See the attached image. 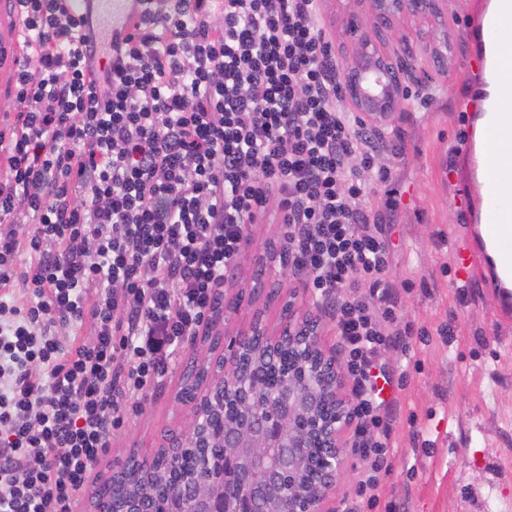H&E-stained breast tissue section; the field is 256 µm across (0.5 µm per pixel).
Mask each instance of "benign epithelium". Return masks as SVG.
Returning a JSON list of instances; mask_svg holds the SVG:
<instances>
[{"instance_id": "benign-epithelium-1", "label": "benign epithelium", "mask_w": 512, "mask_h": 512, "mask_svg": "<svg viewBox=\"0 0 512 512\" xmlns=\"http://www.w3.org/2000/svg\"><path fill=\"white\" fill-rule=\"evenodd\" d=\"M374 17L367 28L351 15L346 35L352 49L338 57L342 77L339 104L377 130L391 123L410 99L425 88L422 55L399 41L395 23L403 18H443L446 0H354ZM256 287L249 297L237 292L224 303L235 312L248 301L251 318L232 324L216 316L208 335L221 336L224 392L234 396L233 410L212 411L216 386L205 383L177 400L192 405L185 443L207 448L221 422L224 445V493L217 496L181 478L167 483V512H183L194 497L198 512H328L326 504L346 479L345 435L350 428L351 397L344 393L347 373L336 347L325 344L321 315L302 307L300 291L310 273L291 258L288 248L268 247L256 258ZM280 268L289 280L288 296L271 294L262 278ZM276 305V323L268 309ZM112 512H154L153 500L112 502Z\"/></svg>"}]
</instances>
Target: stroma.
Segmentation results:
<instances>
[{"label": "stroma", "mask_w": 512, "mask_h": 512, "mask_svg": "<svg viewBox=\"0 0 512 512\" xmlns=\"http://www.w3.org/2000/svg\"><path fill=\"white\" fill-rule=\"evenodd\" d=\"M487 0H448L446 19L403 26L414 49L447 45L448 66L431 73L383 138L387 182L370 206L393 225L392 264L385 276L395 290L403 325L412 334L382 353L402 379L393 392L389 470L372 512H512V310L490 280L488 262L473 246L481 199L464 150L460 114L484 98L485 58L471 33ZM466 294H458V283ZM454 330L450 342L438 327ZM431 333L421 344L420 331ZM416 349L407 367L404 347ZM198 353L184 342L162 384L141 407H128L111 452L95 465L74 512H91L102 474L129 453L144 455L166 429H181L190 406L176 394L183 371Z\"/></svg>", "instance_id": "35a3bbf8"}]
</instances>
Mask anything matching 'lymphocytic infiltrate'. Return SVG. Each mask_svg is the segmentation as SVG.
I'll use <instances>...</instances> for the list:
<instances>
[{
	"instance_id": "lymphocytic-infiltrate-1",
	"label": "lymphocytic infiltrate",
	"mask_w": 512,
	"mask_h": 512,
	"mask_svg": "<svg viewBox=\"0 0 512 512\" xmlns=\"http://www.w3.org/2000/svg\"><path fill=\"white\" fill-rule=\"evenodd\" d=\"M123 51L93 7L14 0L24 40L0 110V512H72L132 398L207 326L249 227L279 214L337 292L348 512L377 501L390 408L376 360L402 331L369 206L375 135L339 109L322 0H147ZM90 324L89 340L70 329Z\"/></svg>"
}]
</instances>
